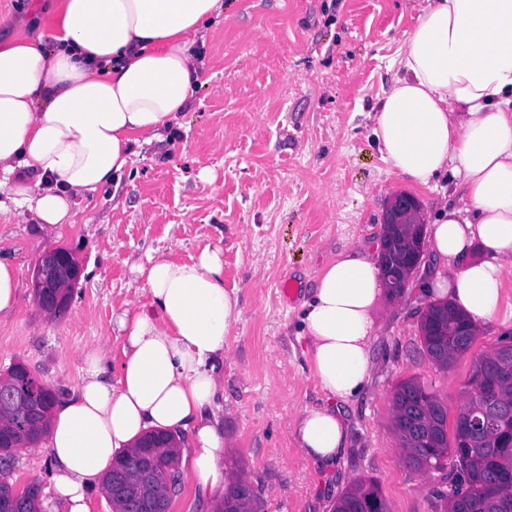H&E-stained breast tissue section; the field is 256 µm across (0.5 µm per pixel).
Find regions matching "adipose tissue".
Instances as JSON below:
<instances>
[{"label": "adipose tissue", "mask_w": 512, "mask_h": 512, "mask_svg": "<svg viewBox=\"0 0 512 512\" xmlns=\"http://www.w3.org/2000/svg\"><path fill=\"white\" fill-rule=\"evenodd\" d=\"M223 12L224 0H55L38 37L0 40V213L28 210L41 236L56 237L78 200L119 188L140 149L189 109L202 82L197 40ZM394 64L373 139L406 183L431 191L444 177L456 197L431 225L429 293L491 326L512 272V0H429ZM138 273L144 297L117 318L118 366L103 347L85 351L79 384L50 419L62 512H90L115 458L151 430L184 434L180 463L201 489L228 480L217 400L239 292L225 288L217 248L189 262L153 256ZM384 288L376 254L353 247L325 265L301 305L327 403L300 410L293 433L320 466L334 467L348 446L340 407L370 379Z\"/></svg>", "instance_id": "adipose-tissue-1"}]
</instances>
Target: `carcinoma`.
I'll return each instance as SVG.
<instances>
[{
    "label": "carcinoma",
    "mask_w": 512,
    "mask_h": 512,
    "mask_svg": "<svg viewBox=\"0 0 512 512\" xmlns=\"http://www.w3.org/2000/svg\"><path fill=\"white\" fill-rule=\"evenodd\" d=\"M473 324L449 304H429L420 321L421 346L431 361L441 370L448 362L465 356L477 336L469 335ZM483 368L489 380L501 386L499 400L512 405V360L503 359L492 348L478 355L472 369ZM394 432L399 437L405 462L423 473L466 471L470 489L461 494L452 486L436 490L444 512H512V487L498 485V478L512 475V448H498L489 436L471 433L474 447L469 453L458 454V436L448 435V405L427 384L416 378L400 381L392 392ZM47 433V427L27 433L10 435L20 447L34 446ZM178 448H156L155 481L158 489L165 487L168 475L178 469ZM11 465H0V501L12 497L23 501L24 512H41L39 499L17 491L7 481ZM333 512H388L381 488L374 479L356 478L334 502Z\"/></svg>",
    "instance_id": "1"
}]
</instances>
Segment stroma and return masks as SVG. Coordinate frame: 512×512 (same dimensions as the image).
<instances>
[{"label": "stroma", "mask_w": 512, "mask_h": 512, "mask_svg": "<svg viewBox=\"0 0 512 512\" xmlns=\"http://www.w3.org/2000/svg\"><path fill=\"white\" fill-rule=\"evenodd\" d=\"M53 0H0V38L34 32ZM428 0H224L205 34L203 83L160 141L144 146L118 193L80 201L75 223L43 238L31 213L0 214V256L20 269L17 308L0 318V374L21 362L59 395L81 379V355L101 345L119 362L116 318L144 286L137 265L164 253L187 262L221 249L224 285L240 321L224 360L225 463L252 483L261 512H332L358 477L378 480L390 512H440L442 473L407 467L392 427V391L417 377L450 411L463 401L474 355L512 336V317L479 332L471 354L437 369L420 344L428 305L415 290L372 312L378 335L366 390L342 410L350 446L334 469L303 457L292 419L325 399L298 339L302 301L339 252L377 250L393 197L413 196L431 221L442 191L412 189L370 134L371 112L397 76ZM70 250L81 273L67 312L37 305L32 271L49 248ZM291 291H280L281 282ZM46 444L14 453L8 481L51 498Z\"/></svg>", "instance_id": "obj_1"}]
</instances>
